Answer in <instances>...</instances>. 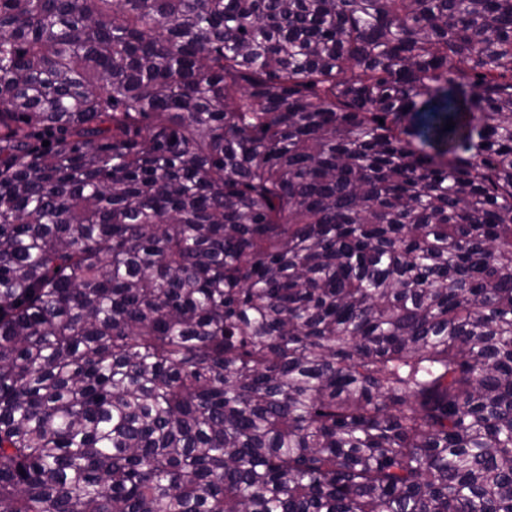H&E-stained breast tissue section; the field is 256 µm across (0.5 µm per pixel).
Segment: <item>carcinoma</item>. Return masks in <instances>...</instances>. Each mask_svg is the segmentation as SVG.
Segmentation results:
<instances>
[{
	"mask_svg": "<svg viewBox=\"0 0 512 512\" xmlns=\"http://www.w3.org/2000/svg\"><path fill=\"white\" fill-rule=\"evenodd\" d=\"M0 512H512V0H0Z\"/></svg>",
	"mask_w": 512,
	"mask_h": 512,
	"instance_id": "carcinoma-1",
	"label": "carcinoma"
}]
</instances>
